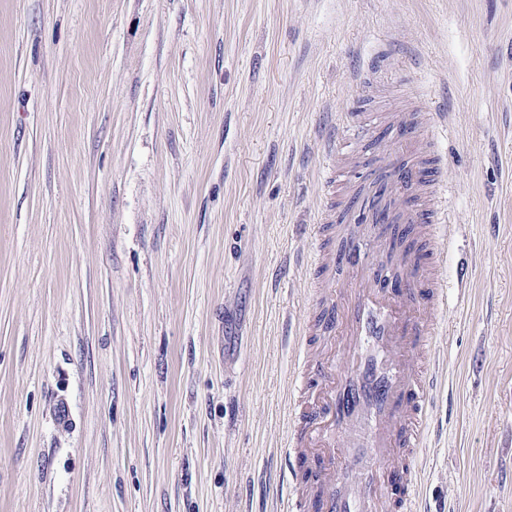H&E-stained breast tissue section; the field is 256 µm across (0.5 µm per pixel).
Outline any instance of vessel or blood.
Returning a JSON list of instances; mask_svg holds the SVG:
<instances>
[{
	"label": "vessel or blood",
	"mask_w": 512,
	"mask_h": 512,
	"mask_svg": "<svg viewBox=\"0 0 512 512\" xmlns=\"http://www.w3.org/2000/svg\"><path fill=\"white\" fill-rule=\"evenodd\" d=\"M377 122L372 113H351L349 121L330 129L325 152L336 154L344 134L364 136ZM421 127L446 129V113L407 114L394 130L398 151L408 153L410 161L400 179L415 186L416 194L404 199L384 194L374 209L351 201L350 219L360 224H412L428 240L439 239L447 213L428 168L431 146L418 138ZM335 260L361 275L358 286L346 290L342 312L330 309L322 317L324 332L340 326L352 339L346 373L328 391L322 381H299L290 408L293 432L285 454L301 468L321 464L317 451L321 424L364 419L373 467L348 466L324 475L317 512H377L384 496L392 499L397 512H416L414 451L423 445L436 385L427 363L437 327L428 311L446 300V284L439 275L442 254L421 252L396 278L367 262L351 245ZM401 448L407 451L404 464L389 471L378 468V460L396 456Z\"/></svg>",
	"instance_id": "vessel-or-blood-1"
}]
</instances>
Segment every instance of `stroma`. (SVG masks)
Segmentation results:
<instances>
[{
    "instance_id": "35a3bbf8",
    "label": "stroma",
    "mask_w": 512,
    "mask_h": 512,
    "mask_svg": "<svg viewBox=\"0 0 512 512\" xmlns=\"http://www.w3.org/2000/svg\"><path fill=\"white\" fill-rule=\"evenodd\" d=\"M403 104L454 215L418 512H512V0H0V512H286L320 138Z\"/></svg>"
}]
</instances>
